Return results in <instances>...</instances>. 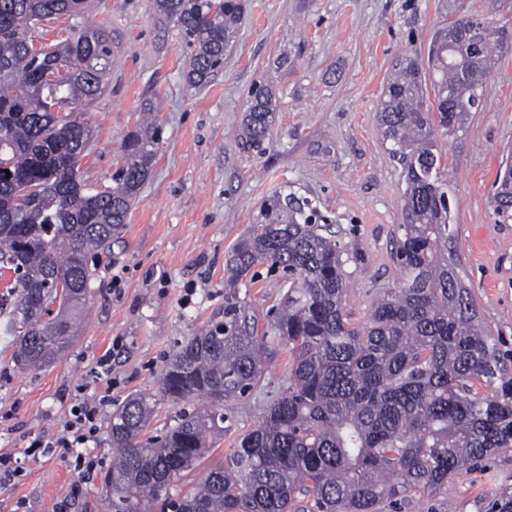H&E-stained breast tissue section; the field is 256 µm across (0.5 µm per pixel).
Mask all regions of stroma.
Masks as SVG:
<instances>
[{"mask_svg": "<svg viewBox=\"0 0 512 512\" xmlns=\"http://www.w3.org/2000/svg\"><path fill=\"white\" fill-rule=\"evenodd\" d=\"M237 39L224 69L204 87L188 83L191 48L152 0H88L87 18L37 26V43L77 35L92 19L110 36L106 90L87 111L88 181L110 184L122 139L152 101L162 127L153 169L127 225L95 262L86 308L70 347L51 365L19 370L11 361L13 297L0 272V455L24 457L33 442L64 431L73 406H99L85 448L95 478L83 480L75 459L58 448L27 463L0 486V512H53L75 483V512H112L99 474L113 460L110 418L131 395L158 392L163 366L178 343L224 307V263L250 229L261 202L283 185L308 198L353 261L347 309L366 320L371 303L398 285L393 239L404 183L385 150L377 112L395 59L427 57L434 32L447 26L448 0H245ZM292 55L294 68L280 66ZM274 83L283 101L267 151L237 144L247 92ZM454 194L452 249L499 355L512 367V223H494L490 200L502 166L512 162V55L487 78L483 96L457 137L442 141ZM289 282L259 265L239 299L266 321ZM123 349L113 352V341ZM110 354V386L95 373ZM288 385L280 352L245 400H226L224 435L187 475L200 482L253 429L266 405ZM512 487V451L448 484L451 512H489Z\"/></svg>", "mask_w": 512, "mask_h": 512, "instance_id": "obj_1", "label": "stroma"}]
</instances>
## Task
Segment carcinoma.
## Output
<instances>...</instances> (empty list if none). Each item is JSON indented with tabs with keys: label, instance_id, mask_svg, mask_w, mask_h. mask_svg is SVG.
<instances>
[{
	"label": "carcinoma",
	"instance_id": "obj_1",
	"mask_svg": "<svg viewBox=\"0 0 512 512\" xmlns=\"http://www.w3.org/2000/svg\"><path fill=\"white\" fill-rule=\"evenodd\" d=\"M511 1L448 22L429 45V72L405 55L384 86L378 131L405 183L393 240L399 287L354 321L343 250L319 213L294 191L265 198L228 254L222 317L177 346L159 394H136L112 413L115 455L104 476L112 512H448V480L512 450V370L448 251L452 190L439 147L464 130L487 77L512 53V30L495 20ZM153 5L193 48L188 81L210 83L239 33L243 0ZM86 8L87 0H0V263L22 271L11 289L21 370L50 365L75 336L92 261L125 229L161 141L157 121L137 122L113 185L85 180L93 133L82 113L61 108L85 110L105 91L110 37L88 26L37 47L31 30ZM59 62L70 65L68 79L45 80ZM281 109L270 82L253 83L243 150L266 152ZM491 207L494 223L512 222V166L499 173ZM264 263L293 286L259 332L237 293ZM282 347L292 356L287 388L223 465L173 498L174 484L224 434V401L245 397ZM160 396L205 405L148 436Z\"/></svg>",
	"mask_w": 512,
	"mask_h": 512
}]
</instances>
